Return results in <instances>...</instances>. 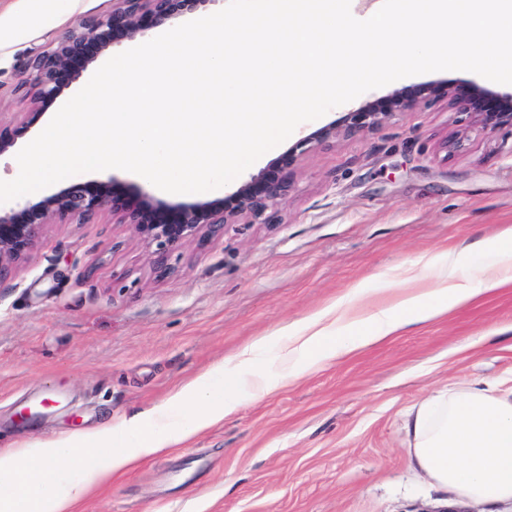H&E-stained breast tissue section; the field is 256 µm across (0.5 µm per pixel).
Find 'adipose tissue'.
<instances>
[{"instance_id": "obj_1", "label": "adipose tissue", "mask_w": 512, "mask_h": 512, "mask_svg": "<svg viewBox=\"0 0 512 512\" xmlns=\"http://www.w3.org/2000/svg\"><path fill=\"white\" fill-rule=\"evenodd\" d=\"M16 20L0 17V44L15 24L48 26L75 0H20ZM493 261L471 279L456 278L437 257H421L407 271L415 289H399L374 310L351 314L333 302L301 327L281 332L288 367L271 375L255 365L267 344L258 339L229 364L216 367L151 409L51 443L0 448V512H74L94 489L142 460L183 444L323 362L351 356L399 335L408 326L512 286V227L502 230ZM224 380L223 394L212 384ZM409 465L440 493L487 506L512 505V386L471 385L438 391L407 413Z\"/></svg>"}]
</instances>
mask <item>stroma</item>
Segmentation results:
<instances>
[{"label": "stroma", "mask_w": 512, "mask_h": 512, "mask_svg": "<svg viewBox=\"0 0 512 512\" xmlns=\"http://www.w3.org/2000/svg\"><path fill=\"white\" fill-rule=\"evenodd\" d=\"M112 5L77 0L51 28L19 30L0 46V125L15 123L29 54ZM445 80L512 91L469 71L409 76L297 134ZM450 139L461 149L447 151ZM292 179L276 223L190 242L165 278L129 225L49 224L0 282V446L152 408L261 337L260 364L276 369L282 327L334 301L390 296L420 257L452 252L458 276L476 272L489 261L479 244L512 227V128L482 129L436 98L313 144ZM511 379L512 288H502L250 401L98 487L77 512H434L437 493L408 466L406 412L447 386ZM26 408L33 416L19 422Z\"/></svg>", "instance_id": "obj_1"}]
</instances>
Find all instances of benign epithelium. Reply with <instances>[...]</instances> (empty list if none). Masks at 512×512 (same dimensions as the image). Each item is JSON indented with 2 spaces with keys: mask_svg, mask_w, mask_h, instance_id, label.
Returning <instances> with one entry per match:
<instances>
[{
  "mask_svg": "<svg viewBox=\"0 0 512 512\" xmlns=\"http://www.w3.org/2000/svg\"><path fill=\"white\" fill-rule=\"evenodd\" d=\"M208 2L116 0L112 13L78 20L50 48L27 58L20 84L25 92L20 101L36 109L53 102L63 91L60 76L69 70L74 59L84 58L86 67L94 62L85 57L88 45L94 44L104 52L125 39L134 38L146 23L152 28H168ZM440 95L448 98L452 109L474 118L483 129L512 126V94L500 95L475 84H430L367 102L347 113L341 123L332 122L299 139L266 171L220 200L171 204L142 189L131 194L112 179L93 187L73 183L36 202L3 203L0 204V281L31 257L51 221L83 223L99 215H109L112 223L134 228L152 248L155 272L161 276L170 274L175 267L169 260L189 242L202 244L220 239L226 227L241 218L253 223H273L278 205L293 189L292 168L312 143L327 140L338 132L355 137L377 128L394 112L413 109ZM28 125L29 121L23 117L12 128H0V156L14 148Z\"/></svg>",
  "mask_w": 512,
  "mask_h": 512,
  "instance_id": "7a95c632",
  "label": "benign epithelium"
}]
</instances>
